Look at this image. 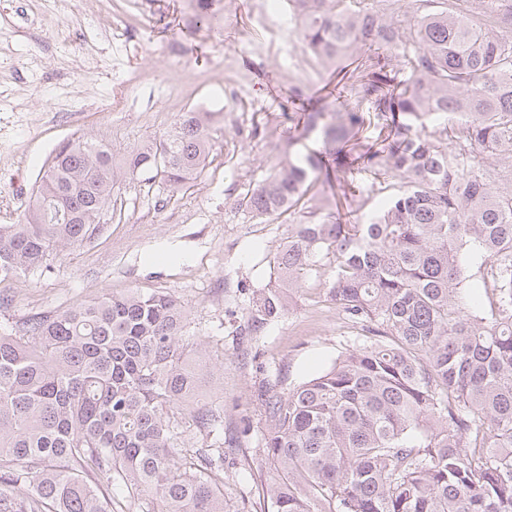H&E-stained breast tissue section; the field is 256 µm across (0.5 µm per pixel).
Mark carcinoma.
<instances>
[{"label":"carcinoma","mask_w":512,"mask_h":512,"mask_svg":"<svg viewBox=\"0 0 512 512\" xmlns=\"http://www.w3.org/2000/svg\"><path fill=\"white\" fill-rule=\"evenodd\" d=\"M300 40L367 73L331 110L300 104L286 161L240 202L292 214L322 178L362 170L361 224L322 205L292 224L253 323L312 273L365 332L318 376L265 400L261 512H512V0H289ZM407 74L398 90L390 62ZM378 135L370 137V128ZM314 134L322 149H297ZM212 148L200 113L126 166L171 188ZM102 139L55 154L0 281L99 230L119 178ZM168 292L109 295L0 332V512H237L224 493V409L201 402L203 344ZM191 419L194 436L180 431Z\"/></svg>","instance_id":"carcinoma-1"}]
</instances>
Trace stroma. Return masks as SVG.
Returning a JSON list of instances; mask_svg holds the SVG:
<instances>
[{
  "instance_id": "35a3bbf8",
  "label": "stroma",
  "mask_w": 512,
  "mask_h": 512,
  "mask_svg": "<svg viewBox=\"0 0 512 512\" xmlns=\"http://www.w3.org/2000/svg\"><path fill=\"white\" fill-rule=\"evenodd\" d=\"M215 19L196 28L201 2ZM261 0H89L83 13L32 38L58 0H0V224H16L56 150L86 135L105 139L117 166L179 113L214 112L212 149L178 191L130 175L91 241L51 253L38 270L0 282L8 308L0 330L36 314L131 290L174 294L190 310L188 340L208 344V400L224 407V490L255 512L261 478L251 476L265 432L266 389L286 394L360 342L359 326L327 297L323 278L294 289L277 319L254 328L253 301L275 278L273 259L299 216L264 221L240 200L281 161L289 103L331 108L319 89L351 65L317 62L303 49L286 0L259 24ZM187 86L179 102L170 76ZM110 109L103 117L102 109Z\"/></svg>"
}]
</instances>
